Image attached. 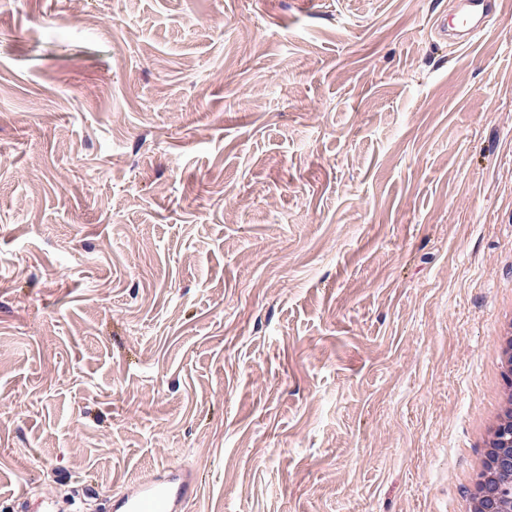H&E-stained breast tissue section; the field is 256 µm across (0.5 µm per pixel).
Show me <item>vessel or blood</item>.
Returning a JSON list of instances; mask_svg holds the SVG:
<instances>
[{"instance_id": "1", "label": "vessel or blood", "mask_w": 512, "mask_h": 512, "mask_svg": "<svg viewBox=\"0 0 512 512\" xmlns=\"http://www.w3.org/2000/svg\"><path fill=\"white\" fill-rule=\"evenodd\" d=\"M500 8L499 0H461L454 17L439 16V39L468 38L490 21ZM200 476L181 465H168L143 475L123 492L113 495L109 512H182L195 496Z\"/></svg>"}]
</instances>
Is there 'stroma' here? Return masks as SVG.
<instances>
[{
    "mask_svg": "<svg viewBox=\"0 0 512 512\" xmlns=\"http://www.w3.org/2000/svg\"><path fill=\"white\" fill-rule=\"evenodd\" d=\"M0 0V512H457L512 298V0ZM459 4L451 22H448L447 14L436 19L435 29L442 43L448 35L462 40L468 38L496 15L501 3L498 0H462ZM200 476L182 465H168L143 475L112 495L110 512H181L195 497Z\"/></svg>",
    "mask_w": 512,
    "mask_h": 512,
    "instance_id": "35a3bbf8",
    "label": "stroma"
}]
</instances>
